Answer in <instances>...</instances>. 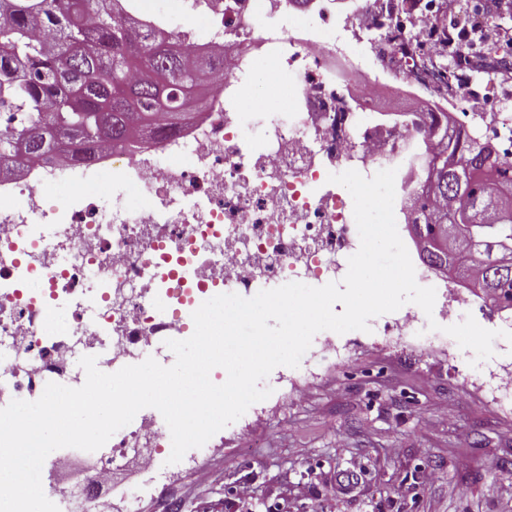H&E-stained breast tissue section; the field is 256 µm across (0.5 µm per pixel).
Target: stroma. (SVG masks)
I'll list each match as a JSON object with an SVG mask.
<instances>
[{
  "label": "stroma",
  "mask_w": 512,
  "mask_h": 512,
  "mask_svg": "<svg viewBox=\"0 0 512 512\" xmlns=\"http://www.w3.org/2000/svg\"><path fill=\"white\" fill-rule=\"evenodd\" d=\"M485 96L463 107L496 106L512 119V82L489 67ZM346 346L337 360L331 345ZM472 367L470 353L434 331L422 343L407 336L322 331L299 367L279 372L304 395L288 402L281 387L174 466L165 492L136 496L146 473L116 471L100 495L133 496V512H512V343ZM101 451H80L65 473L43 476L47 491L72 488L90 475ZM434 482H426L427 472ZM249 487L251 508L236 491Z\"/></svg>",
  "instance_id": "stroma-1"
}]
</instances>
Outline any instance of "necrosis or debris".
<instances>
[{
    "instance_id": "1",
    "label": "necrosis or debris",
    "mask_w": 512,
    "mask_h": 512,
    "mask_svg": "<svg viewBox=\"0 0 512 512\" xmlns=\"http://www.w3.org/2000/svg\"><path fill=\"white\" fill-rule=\"evenodd\" d=\"M419 19L385 17L375 0H181L198 19L193 53L224 52L205 105H188L180 130L134 145L99 148L84 164L30 163L0 178V405L37 400L47 383L80 387L82 356L100 370L165 355L184 339L214 288L250 297L282 281L341 282L360 246L353 199L329 174L372 177L395 169V214L419 192L415 146H428L423 109L381 112L391 66L411 68ZM276 59L286 103L250 110L247 89ZM106 187L111 204L92 188ZM59 184L68 193L48 204ZM68 318H60L59 308ZM169 430L137 421L60 512H111L98 494L141 439Z\"/></svg>"
}]
</instances>
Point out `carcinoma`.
<instances>
[{"mask_svg": "<svg viewBox=\"0 0 512 512\" xmlns=\"http://www.w3.org/2000/svg\"><path fill=\"white\" fill-rule=\"evenodd\" d=\"M136 10L135 0H0V109L19 117L0 131V168L52 159L63 144L73 145L75 160L90 157L96 140L77 141L76 126L104 109L113 142H132L136 116L149 121L152 136L176 127L172 115L191 88L188 62L159 50L151 25L136 21L143 61L161 88L131 79L122 27L124 13ZM437 138V151L423 157V189L411 207L426 261L448 259L432 245L441 235L450 252L473 247L463 271L483 277L490 303L512 306V266L500 265L512 252V159L473 131L445 125Z\"/></svg>", "mask_w": 512, "mask_h": 512, "instance_id": "carcinoma-1", "label": "carcinoma"}]
</instances>
